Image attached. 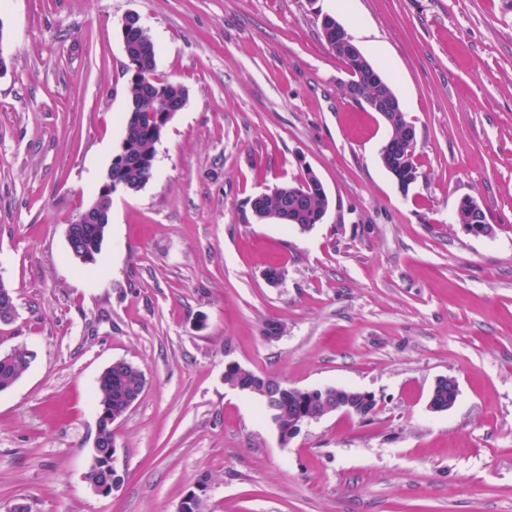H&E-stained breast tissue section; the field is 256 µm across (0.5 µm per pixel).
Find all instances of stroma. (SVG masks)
Returning <instances> with one entry per match:
<instances>
[{"label":"stroma","instance_id":"obj_1","mask_svg":"<svg viewBox=\"0 0 512 512\" xmlns=\"http://www.w3.org/2000/svg\"><path fill=\"white\" fill-rule=\"evenodd\" d=\"M130 12L188 101L83 264L66 228L120 144ZM321 13L416 127L408 192ZM0 52V281L16 307L0 353L33 355L0 392V512H178L190 491L204 512H512V0H0ZM309 170L321 224L253 216L249 198ZM465 197L490 234L457 224ZM119 360L147 383L112 426L122 481L103 497L86 473L98 378ZM229 361L377 407L283 445L225 385ZM442 376L459 394L433 412ZM395 146H396V144H392L391 141H386L384 143V145L382 146V148H381L380 158H381L383 166L386 167L387 169H388L389 165L387 167V165H386V157H387L388 153L391 151V149L394 148ZM390 166L391 167H389V168L393 172L396 173V176L400 179L402 184H406L407 182H410V181H411V183L414 184V183L417 182V180L421 176V173L419 171V166H418V164L416 162L415 150L412 153L411 158L410 159L407 158V162H406L405 165L401 164V160H393L391 162ZM388 172L393 176V174L390 171H388ZM392 178L396 182V179L394 178V176ZM410 184H407V192H408V190L410 188Z\"/></svg>","mask_w":512,"mask_h":512}]
</instances>
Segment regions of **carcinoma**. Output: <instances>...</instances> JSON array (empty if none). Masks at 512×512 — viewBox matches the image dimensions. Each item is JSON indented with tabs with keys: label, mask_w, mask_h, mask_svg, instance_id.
Segmentation results:
<instances>
[{
	"label": "carcinoma",
	"mask_w": 512,
	"mask_h": 512,
	"mask_svg": "<svg viewBox=\"0 0 512 512\" xmlns=\"http://www.w3.org/2000/svg\"><path fill=\"white\" fill-rule=\"evenodd\" d=\"M321 35L326 44L343 60L351 80L357 82L360 94L354 98L358 104L374 107L391 103L399 96L379 69L368 59L350 55L344 47L347 34L345 28L330 14L318 15ZM128 53L139 60L151 79L131 77L126 86L127 114L134 116L131 124L125 156L113 161L115 177L123 182L128 191H137L152 177L150 159L155 153V144L160 140L163 129L158 126V96L169 103H179L187 97L184 85L161 79L156 74V47L150 34L133 30L127 38ZM391 170L401 183H416L421 173L416 156L406 164L394 160ZM288 205V216L281 223L298 227L306 232L320 223L328 207V199L319 179L309 173L298 182L282 183L270 192L253 201L256 217L262 221L281 214L283 205ZM105 224H76L73 227L74 244L93 254H98L105 238ZM32 354L23 346H17L0 356V392L12 387L31 363ZM146 377L137 365L124 361L107 371L98 382L99 404L110 412L120 413L125 409L127 399L139 396L145 389ZM308 400L288 396L274 403L275 421L288 425L297 416Z\"/></svg>",
	"instance_id": "carcinoma-1"
}]
</instances>
